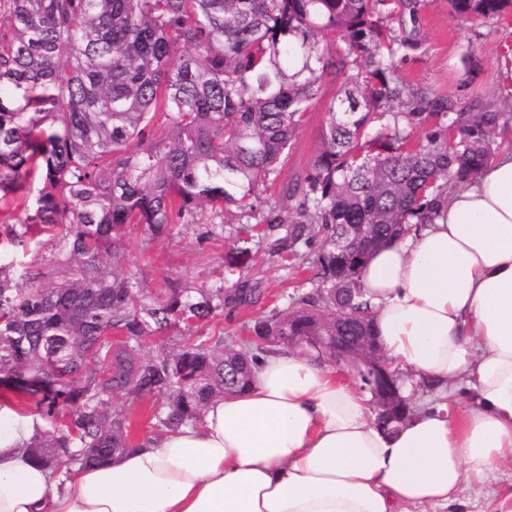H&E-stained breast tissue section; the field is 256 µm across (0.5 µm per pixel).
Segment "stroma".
I'll use <instances>...</instances> for the list:
<instances>
[{
  "instance_id": "stroma-1",
  "label": "stroma",
  "mask_w": 512,
  "mask_h": 512,
  "mask_svg": "<svg viewBox=\"0 0 512 512\" xmlns=\"http://www.w3.org/2000/svg\"><path fill=\"white\" fill-rule=\"evenodd\" d=\"M414 24L416 47L400 52L395 59L397 73L411 87H426L450 99L456 111H471L478 101L495 103L512 115V83L505 82L499 56L512 47V8L478 22H468L451 11L448 0H422L416 20L397 15L393 28ZM341 87L340 81L325 82L310 106L277 182L262 191V199L280 210L292 208L283 188L303 178L319 148L327 123V107ZM228 249L222 238L205 239L198 226L179 227L168 239L143 244L132 234L127 267L139 271L146 288L158 291L169 281L181 280L196 286H219L224 282V256ZM241 280L257 285L261 296L249 307L225 308L217 317L225 335L239 336L244 324L265 316L276 306L287 304L290 296L311 289L310 268L289 255L268 257L254 252L251 261L238 272Z\"/></svg>"
}]
</instances>
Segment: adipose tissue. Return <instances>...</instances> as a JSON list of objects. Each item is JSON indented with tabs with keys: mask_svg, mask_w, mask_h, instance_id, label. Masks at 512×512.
Here are the masks:
<instances>
[{
	"mask_svg": "<svg viewBox=\"0 0 512 512\" xmlns=\"http://www.w3.org/2000/svg\"><path fill=\"white\" fill-rule=\"evenodd\" d=\"M360 287L391 367L438 383L396 430L359 383L293 349L202 424L66 476L23 449L39 417L6 404L0 512H411L498 483L512 472V151L377 248Z\"/></svg>",
	"mask_w": 512,
	"mask_h": 512,
	"instance_id": "1",
	"label": "adipose tissue"
}]
</instances>
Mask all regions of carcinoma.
I'll use <instances>...</instances> for the list:
<instances>
[{
	"instance_id": "carcinoma-1",
	"label": "carcinoma",
	"mask_w": 512,
	"mask_h": 512,
	"mask_svg": "<svg viewBox=\"0 0 512 512\" xmlns=\"http://www.w3.org/2000/svg\"><path fill=\"white\" fill-rule=\"evenodd\" d=\"M467 19L494 17L512 0H448ZM418 0H0V205L20 212L0 236L26 246L31 227L50 254L14 284L0 262V400L30 405L46 422L26 452L58 472L111 458L132 445V407L158 396L147 422L174 431L209 402L244 390L260 355L296 336H360L370 303L361 271L326 243L347 224H369L366 249L433 221L454 186L494 157L502 113L490 104L436 123L407 148V129L454 111L448 99L412 91L394 58L411 34L388 24L415 19ZM344 89L327 108L312 165L285 188L291 210L256 205L277 182L306 112L327 79ZM238 226L225 274L251 259L259 231L270 257L320 242L313 288L248 326L175 347L153 336L191 330L224 307L251 306L245 283H170L149 296L124 268L130 234L169 238L180 224L224 234ZM357 314L336 318V304ZM335 343L307 341L318 361Z\"/></svg>"
}]
</instances>
